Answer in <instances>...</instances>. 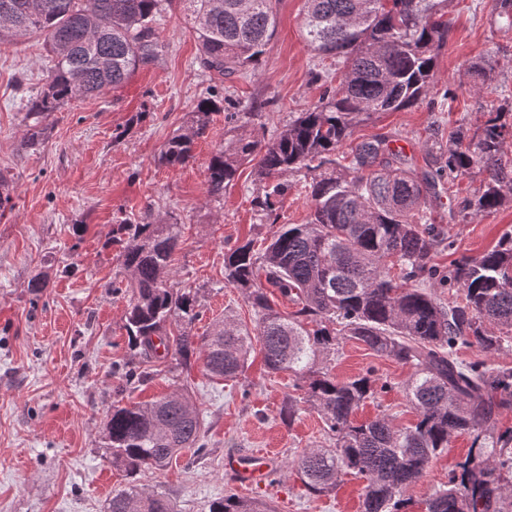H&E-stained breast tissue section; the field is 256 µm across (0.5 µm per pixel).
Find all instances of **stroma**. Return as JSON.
Listing matches in <instances>:
<instances>
[{"label":"stroma","instance_id":"35a3bbf8","mask_svg":"<svg viewBox=\"0 0 512 512\" xmlns=\"http://www.w3.org/2000/svg\"><path fill=\"white\" fill-rule=\"evenodd\" d=\"M302 8L303 0H279L277 34L257 72L222 81L200 66L198 42L183 15L163 13L157 24L162 51L154 64L100 98H75L50 113L44 139L33 148L23 145L28 120L16 81L25 78L32 91L43 84L46 46L32 36L0 47V171L12 180L11 201L0 213V512H107L113 489L125 483L100 438L113 401H148L181 387L200 410L206 452L186 451L166 468H147L138 484L165 493L179 512H209L214 499L228 494L265 501L274 512H361L360 476H344L328 495L306 491L291 463L304 450L328 444L329 436L308 406L292 423L281 421V406L300 392L288 373L265 370L261 352L235 380L210 378L198 365L185 379L160 362L138 388L125 389L123 379L141 358L124 329L128 296L114 288L124 277L122 245L112 238L115 224L148 212L178 219L182 242L173 280L197 293L202 315L193 332L200 336L223 316L255 321L242 291L224 282L225 251L248 239L270 241L280 224L305 223L310 213L303 170L271 182L244 164L218 199L208 197L205 183L207 164L233 125L271 137L320 99L326 80H339L335 57L307 48ZM494 18V0H448L451 31L427 96L359 125L353 141L384 139L390 148H404L418 170L432 169L449 126L463 118L483 121L494 99L475 94L469 65L492 56L500 63V79L512 84V33L500 32ZM212 92L221 109L196 140L190 162L161 165L165 141ZM276 182L285 190L276 199L275 225L254 199ZM480 185V176L463 179L459 190L441 191L430 202L435 223L455 239L454 250L437 254L440 266L479 256L512 231V203L460 221L465 199ZM37 275L45 288H31ZM327 366L340 379L371 372L385 383L359 409L358 420L386 415L399 426L414 422L403 395L411 366L354 341L343 343ZM471 444L466 433L451 438L409 490L410 512H422L427 493L447 482ZM255 448L276 449L280 472L257 493L240 487L224 465L226 454Z\"/></svg>","mask_w":512,"mask_h":512}]
</instances>
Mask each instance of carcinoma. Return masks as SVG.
I'll return each mask as SVG.
<instances>
[{
	"instance_id": "carcinoma-1",
	"label": "carcinoma",
	"mask_w": 512,
	"mask_h": 512,
	"mask_svg": "<svg viewBox=\"0 0 512 512\" xmlns=\"http://www.w3.org/2000/svg\"><path fill=\"white\" fill-rule=\"evenodd\" d=\"M279 0H0V46L37 34L49 47L44 84L26 99V145L43 140L42 122L76 97L98 98L158 59V18L173 5L184 13L200 46V65L221 77L257 70L277 30ZM448 0H304L306 46L342 65L336 87L262 143L236 133L211 156L207 193L219 198L239 168L253 162L262 178L305 169L310 216L285 224L262 249L247 240L224 253V281L245 292L256 314L249 328L216 319L209 333L192 326L201 316L196 294L171 281L181 225L124 222L120 254L130 293L125 329L131 348L154 363L170 358L183 368L199 363L212 378L233 380L248 368L254 342L265 367L287 372L303 400L333 436L329 448H310L294 468L309 493L337 488L342 476L366 481L363 512H404L406 493L457 433L473 435L470 455L432 490L425 512H509L501 481L512 470V430H495L496 416L512 407V370L464 362L460 344L494 354L512 346V232L489 251L450 264L440 274L434 257L454 240L432 223L430 189L474 172L483 189L470 200V216L512 203V121L490 107L472 129L448 132L437 168L419 174L406 156L380 139L352 148L351 165L339 150L354 127L383 112L417 105L428 94L439 51L448 42ZM495 23L512 31V0H495ZM498 64L490 56L471 63L476 93L499 92ZM215 96L200 100L187 125L171 136L158 161L183 167L193 158L213 112ZM398 267L397 276L391 269ZM265 282H260L259 274ZM296 310L284 317L269 304L264 285ZM458 297L444 303L435 288ZM355 340L376 354L413 367L405 394L417 422L398 428L385 415L358 424L352 416L375 396L370 375L338 381L320 367L341 343ZM103 448L127 486L112 492L109 512H174L171 500L137 486L145 466L163 467L183 450L201 453V421L185 394L118 400L102 428ZM209 512H268L256 500L226 495Z\"/></svg>"
}]
</instances>
